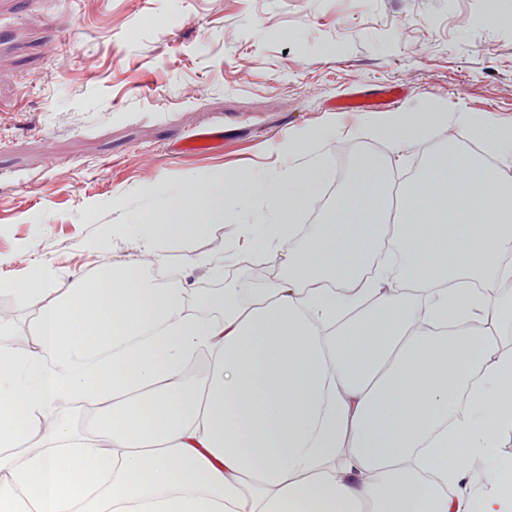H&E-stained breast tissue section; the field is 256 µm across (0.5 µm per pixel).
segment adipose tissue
<instances>
[{
  "label": "adipose tissue",
  "instance_id": "obj_1",
  "mask_svg": "<svg viewBox=\"0 0 512 512\" xmlns=\"http://www.w3.org/2000/svg\"><path fill=\"white\" fill-rule=\"evenodd\" d=\"M451 125L394 202L386 160L355 155L309 232L317 131L282 171L189 179L141 213L153 254L258 203L246 246L283 273L206 295L214 316L131 261L59 296L45 265L0 282L40 305L26 339L0 322V512H512V297L480 288L512 278V123L430 106L362 131L405 149Z\"/></svg>",
  "mask_w": 512,
  "mask_h": 512
}]
</instances>
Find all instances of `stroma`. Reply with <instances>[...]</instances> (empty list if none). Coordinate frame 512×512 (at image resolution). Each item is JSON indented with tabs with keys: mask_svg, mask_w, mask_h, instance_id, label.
<instances>
[{
	"mask_svg": "<svg viewBox=\"0 0 512 512\" xmlns=\"http://www.w3.org/2000/svg\"><path fill=\"white\" fill-rule=\"evenodd\" d=\"M485 12L486 0H0V280L44 263L62 294L133 260L196 296L261 287L240 235L250 204L155 260L132 227L157 202L146 187L174 196L189 178L281 170L287 138L314 129L333 165L322 199L350 150L410 177L458 127L398 151L361 135L370 111L336 101L394 86L404 109L511 122L512 28ZM205 124L223 130V154H177ZM214 255L218 274L201 265Z\"/></svg>",
	"mask_w": 512,
	"mask_h": 512,
	"instance_id": "obj_1",
	"label": "stroma"
}]
</instances>
